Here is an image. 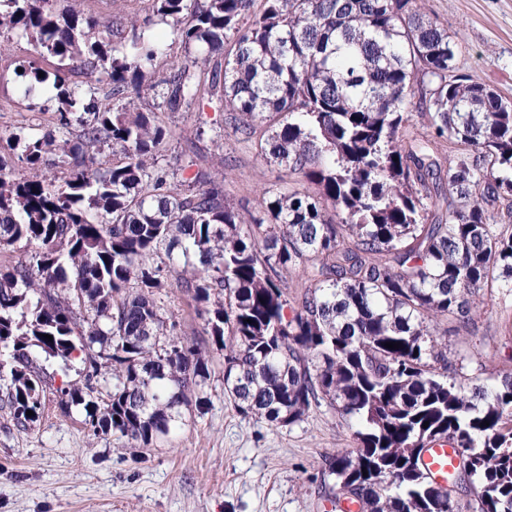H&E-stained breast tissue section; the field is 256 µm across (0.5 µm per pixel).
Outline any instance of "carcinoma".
Returning a JSON list of instances; mask_svg holds the SVG:
<instances>
[{"instance_id":"cac0c4a2","label":"carcinoma","mask_w":512,"mask_h":512,"mask_svg":"<svg viewBox=\"0 0 512 512\" xmlns=\"http://www.w3.org/2000/svg\"><path fill=\"white\" fill-rule=\"evenodd\" d=\"M256 2L152 0L171 41L133 21L116 47L115 22L71 0H0V35L58 58L19 73L31 98L52 85L57 127L0 136V252L17 253L0 263V405L35 425L38 360L78 358L84 384L56 392L95 434L149 448L183 411L205 413L209 360L155 298L169 268L240 413L291 427L325 404L354 422L357 448L325 472L359 512H457L420 466L445 438L477 512H512V376L457 383L432 325L467 330L482 289L512 293V102L456 73L448 29L417 0ZM176 42L195 54L170 55ZM75 68L109 85L103 99L83 103ZM159 85L169 112L230 113L233 135L304 187L265 190L247 216L203 170L172 186L152 162L167 131L131 111ZM413 107L422 139L400 134ZM444 141L459 146L446 164ZM17 162L35 175L16 178ZM289 267L309 281L291 317Z\"/></svg>"}]
</instances>
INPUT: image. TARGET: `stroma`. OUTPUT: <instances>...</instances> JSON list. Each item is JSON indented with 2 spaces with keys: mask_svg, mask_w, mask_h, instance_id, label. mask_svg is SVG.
Returning a JSON list of instances; mask_svg holds the SVG:
<instances>
[{
  "mask_svg": "<svg viewBox=\"0 0 512 512\" xmlns=\"http://www.w3.org/2000/svg\"><path fill=\"white\" fill-rule=\"evenodd\" d=\"M419 5L456 42L458 73L512 100V0H419ZM76 8L105 21L147 18L150 34L169 32L154 16L151 0H78ZM29 61L49 72L56 66L24 39L11 40L0 52L2 136L57 124L54 111L30 109L21 94L16 70ZM161 101L157 87L135 102L138 111L155 113L168 131L159 166L194 160L229 201L250 211L265 189L299 186L297 176L266 163L234 136H226L223 150H216L206 131L223 125V113L164 112ZM177 279L166 273L160 299L180 334L191 338L203 321ZM481 297L470 330H455L446 320L437 325L468 388L478 379L512 375V295L485 289ZM210 362L206 413L186 411L179 426L150 448L110 433L93 434L82 412L64 414L55 390L78 382V371L48 365L53 388L37 424L16 427L8 409L0 407V512H333L336 489L325 474L326 461L355 447L349 422L325 406L291 427L242 415L224 397L222 352L211 350Z\"/></svg>",
  "mask_w": 512,
  "mask_h": 512,
  "instance_id": "35a3bbf8",
  "label": "stroma"
}]
</instances>
